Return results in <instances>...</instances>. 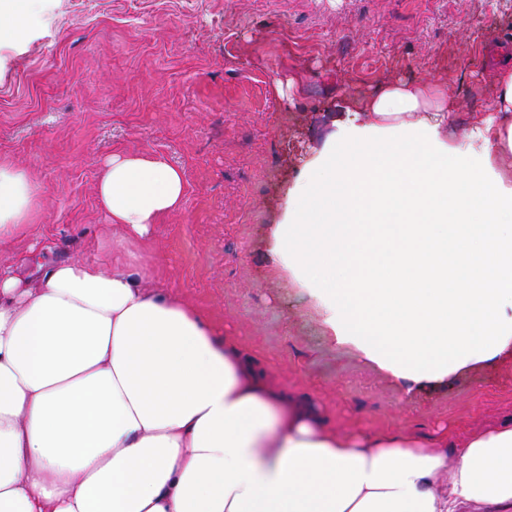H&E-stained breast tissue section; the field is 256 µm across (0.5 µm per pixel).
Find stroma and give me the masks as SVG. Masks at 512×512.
Here are the masks:
<instances>
[{"label": "stroma", "mask_w": 512, "mask_h": 512, "mask_svg": "<svg viewBox=\"0 0 512 512\" xmlns=\"http://www.w3.org/2000/svg\"><path fill=\"white\" fill-rule=\"evenodd\" d=\"M512 54V0H44L0 42V163L41 187L29 237L47 261L121 257L177 293L338 430L463 439L512 419V352L404 383L339 341L274 259L275 224L351 103L430 78L457 135L490 107L484 73ZM181 169L184 204L149 243L122 240L96 196L104 161Z\"/></svg>", "instance_id": "stroma-1"}]
</instances>
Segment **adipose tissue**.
<instances>
[{
    "label": "adipose tissue",
    "mask_w": 512,
    "mask_h": 512,
    "mask_svg": "<svg viewBox=\"0 0 512 512\" xmlns=\"http://www.w3.org/2000/svg\"><path fill=\"white\" fill-rule=\"evenodd\" d=\"M463 138L441 83L364 95L306 167L275 229L282 266L335 335L395 378L441 380L512 346V66ZM125 239L181 209L182 171L103 164ZM39 202L0 163V240ZM120 260L29 281L0 265V512H512V424L447 436L339 434L312 401Z\"/></svg>",
    "instance_id": "ef3b65f1"
}]
</instances>
